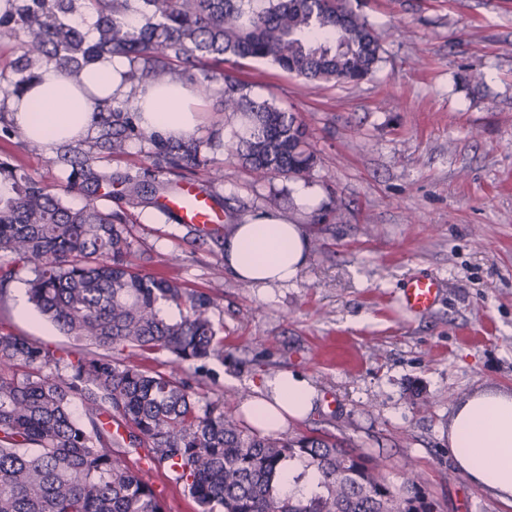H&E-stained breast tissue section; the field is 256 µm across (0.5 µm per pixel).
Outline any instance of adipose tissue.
Segmentation results:
<instances>
[{
  "mask_svg": "<svg viewBox=\"0 0 512 512\" xmlns=\"http://www.w3.org/2000/svg\"><path fill=\"white\" fill-rule=\"evenodd\" d=\"M128 69L127 57L118 54L96 61L78 79L53 64L43 65L7 100L16 131L22 140L49 151L85 140L93 131V98L100 95L133 99L146 133L179 139L196 132L198 100L189 84L173 77L135 86L124 79ZM309 254L310 238L303 225L265 211L230 227L222 258L236 279L267 288L295 281ZM317 398L306 378L288 371L266 379L241 409L253 425L268 432L307 416ZM448 446L457 468L472 483L512 504V391H482L461 402L448 423Z\"/></svg>",
  "mask_w": 512,
  "mask_h": 512,
  "instance_id": "obj_1",
  "label": "adipose tissue"
}]
</instances>
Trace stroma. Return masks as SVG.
<instances>
[{
	"label": "stroma",
	"mask_w": 512,
	"mask_h": 512,
	"mask_svg": "<svg viewBox=\"0 0 512 512\" xmlns=\"http://www.w3.org/2000/svg\"><path fill=\"white\" fill-rule=\"evenodd\" d=\"M381 35V59L357 84L310 83L270 62L225 63L250 98L296 113L317 164L302 179L255 178L223 151L190 171L152 170L149 143L101 154L115 173L147 171L169 188L195 183L225 224L274 210L306 225L307 266L293 283L259 288L216 276L219 249L158 207L103 197L137 240L134 264L209 291L224 327V357L210 360L199 391L241 404L262 380L302 374L317 405L289 420L285 436L329 433L381 463L386 483L419 475L434 512H512L454 465L448 421L483 389L512 391V0H351ZM219 91L199 105L197 138L229 141L235 116ZM18 164L74 206L70 170L41 145L0 133V159ZM313 202L300 205L299 187ZM433 275L444 288L421 314L405 313L407 277ZM15 284L0 328L54 348L74 343L29 308ZM27 313H20V306ZM130 466L161 497L165 512H196L167 473Z\"/></svg>",
	"instance_id": "35a3bbf8"
}]
</instances>
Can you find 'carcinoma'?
<instances>
[{"label": "carcinoma", "mask_w": 512, "mask_h": 512, "mask_svg": "<svg viewBox=\"0 0 512 512\" xmlns=\"http://www.w3.org/2000/svg\"><path fill=\"white\" fill-rule=\"evenodd\" d=\"M82 12L96 17L91 38L75 20ZM0 28L19 40L24 61L0 83L5 98L37 62L76 78L121 54L130 61L127 80L145 83L164 81L173 61L195 69L254 59L348 84L373 73L381 50L350 0H4ZM218 80L222 110L241 118L231 143L148 135L127 99L98 105L97 147L113 156L146 140L152 166L170 169L197 167L204 149H223L259 179L309 174L316 156L298 117L250 99L247 84L222 72L194 84L208 95ZM56 161L71 167L68 190L86 196L82 206L0 161V253L11 256L0 263V311L22 283L75 342L59 350L0 332V512H164L128 464L133 452L168 473L197 512H433L416 478L391 487L373 458L333 435H261L224 414V398L197 396L180 371L187 361L223 359L215 297L136 267L128 226L95 202L116 182L125 202L156 205L159 187L140 174L113 175L89 151L64 146ZM160 353L167 371L145 365ZM287 462L301 467L297 481L317 474V491L283 492Z\"/></svg>", "instance_id": "1"}]
</instances>
